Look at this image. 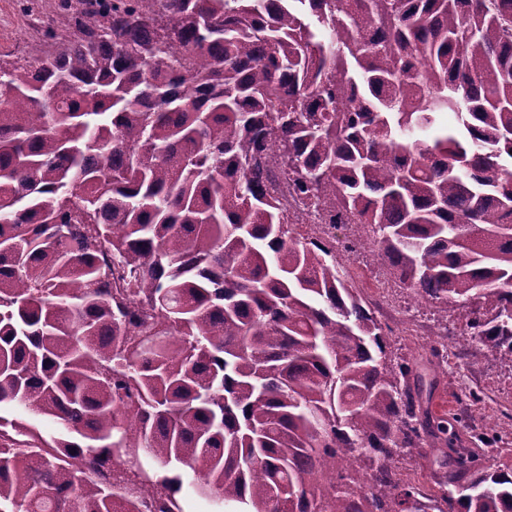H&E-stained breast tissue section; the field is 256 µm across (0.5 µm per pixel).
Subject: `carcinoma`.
Masks as SVG:
<instances>
[{"label":"carcinoma","mask_w":512,"mask_h":512,"mask_svg":"<svg viewBox=\"0 0 512 512\" xmlns=\"http://www.w3.org/2000/svg\"><path fill=\"white\" fill-rule=\"evenodd\" d=\"M66 11L0 66V408L58 429L0 415V512H183L186 484L224 512H512V448L492 426L457 457L433 409L448 355L512 364V0ZM270 159L359 238L302 241ZM361 249L436 307L427 387L337 258ZM140 450L128 499L109 473ZM398 465L405 476L409 474L408 478L411 479L413 483L425 487L430 485V478L428 476L429 469L427 468L426 460L418 456H408L400 460Z\"/></svg>","instance_id":"obj_1"}]
</instances>
